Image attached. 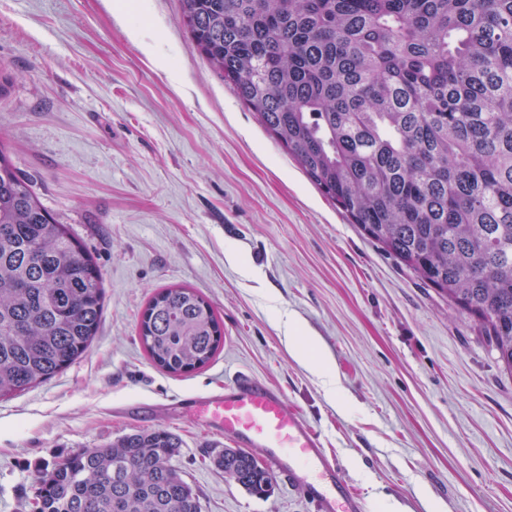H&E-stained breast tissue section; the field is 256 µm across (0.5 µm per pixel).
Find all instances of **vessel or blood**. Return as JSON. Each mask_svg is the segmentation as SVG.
<instances>
[{"label":"vessel or blood","mask_w":512,"mask_h":512,"mask_svg":"<svg viewBox=\"0 0 512 512\" xmlns=\"http://www.w3.org/2000/svg\"><path fill=\"white\" fill-rule=\"evenodd\" d=\"M196 413L226 437L266 451L271 474L303 466L312 479L297 489L317 502L320 512H362L359 497L345 481L336 461L322 446L319 434L281 392L250 376L225 384L223 392L193 398Z\"/></svg>","instance_id":"b4317fda"}]
</instances>
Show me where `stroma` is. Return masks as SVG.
I'll return each instance as SVG.
<instances>
[{"mask_svg": "<svg viewBox=\"0 0 512 512\" xmlns=\"http://www.w3.org/2000/svg\"><path fill=\"white\" fill-rule=\"evenodd\" d=\"M0 144L93 253L104 287L85 355L0 399V512H33L66 455L164 427L202 512H319L287 477L256 496L189 411L240 375L300 408L363 512H512V373L467 314L367 238L193 50L181 0H0ZM195 290L222 339L202 368L156 367L150 299ZM294 317L347 400L282 342Z\"/></svg>", "mask_w": 512, "mask_h": 512, "instance_id": "1", "label": "stroma"}]
</instances>
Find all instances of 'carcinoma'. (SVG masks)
<instances>
[{"label":"carcinoma","mask_w":512,"mask_h":512,"mask_svg":"<svg viewBox=\"0 0 512 512\" xmlns=\"http://www.w3.org/2000/svg\"><path fill=\"white\" fill-rule=\"evenodd\" d=\"M191 45L308 179L370 239L448 297L512 372V0H182ZM104 288L92 254L0 146V398L79 359ZM139 335L171 374L216 353L198 293L166 288ZM164 428L49 464L39 512H202ZM273 488L237 448L213 458Z\"/></svg>","instance_id":"1"}]
</instances>
